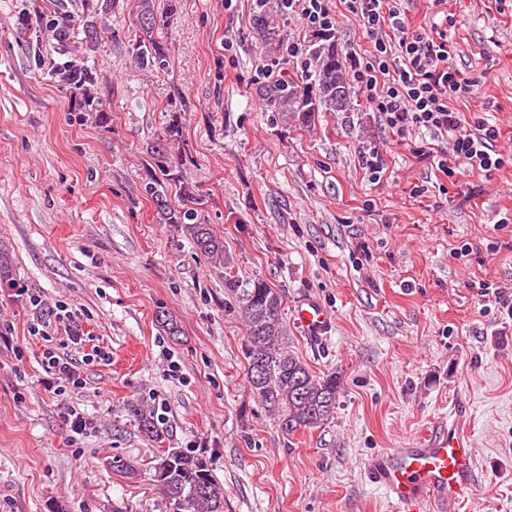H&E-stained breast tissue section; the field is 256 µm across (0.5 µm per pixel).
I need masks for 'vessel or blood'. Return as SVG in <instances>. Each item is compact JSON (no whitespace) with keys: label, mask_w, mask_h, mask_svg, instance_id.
<instances>
[{"label":"vessel or blood","mask_w":512,"mask_h":512,"mask_svg":"<svg viewBox=\"0 0 512 512\" xmlns=\"http://www.w3.org/2000/svg\"><path fill=\"white\" fill-rule=\"evenodd\" d=\"M295 317L311 336L331 325L327 310L315 300L302 302ZM369 482L382 489L392 512H460L473 492L475 450L459 413L438 422L415 444L374 456Z\"/></svg>","instance_id":"obj_1"}]
</instances>
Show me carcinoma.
<instances>
[{"instance_id":"1","label":"carcinoma","mask_w":512,"mask_h":512,"mask_svg":"<svg viewBox=\"0 0 512 512\" xmlns=\"http://www.w3.org/2000/svg\"><path fill=\"white\" fill-rule=\"evenodd\" d=\"M84 2L85 9L78 14L69 10L68 0H56L49 28L55 40L54 48L63 58L50 69L49 76L69 95L77 106L76 112L91 114L96 123L106 125L111 115L98 97L96 69L88 64V55L69 58L66 50L71 40L81 33L86 48L96 49L97 18L112 11V0ZM137 19L143 37L130 44L129 55L141 68L165 66L169 49L155 35L160 20L153 0H139ZM43 22L40 6L37 0H32L22 14L21 30L35 33ZM255 28L263 48L270 49L280 43V28L268 22L264 14H257ZM308 48L314 64L310 81L304 83L282 77L263 82L259 87L265 110L281 114L285 121L310 124L316 114L336 111L338 86L350 88L333 33L312 34ZM182 130V115L174 111L164 127V136L146 146L145 154L154 161L158 173L150 174L144 190L153 200L163 223L179 226L199 253L213 264L224 267L230 264L224 253V240L202 217L199 210L202 198L197 186L186 178V159L181 153L168 149V145L181 139ZM2 287L19 288L10 250L4 245H0ZM224 287L235 297L245 327L246 378L252 396L277 417L281 431L288 436L298 430L317 429L327 424L336 410V376L313 374L308 365L288 349L281 291L257 277L245 282L226 277ZM156 322L172 339L181 335L180 323L169 312L158 311ZM127 411L148 440L160 443L166 439L165 431L159 427L151 410L129 402ZM150 464L170 512H224V487L217 482L207 462L194 451L165 448ZM109 465L113 472L128 479L137 478L141 471L136 459L115 456Z\"/></svg>"}]
</instances>
